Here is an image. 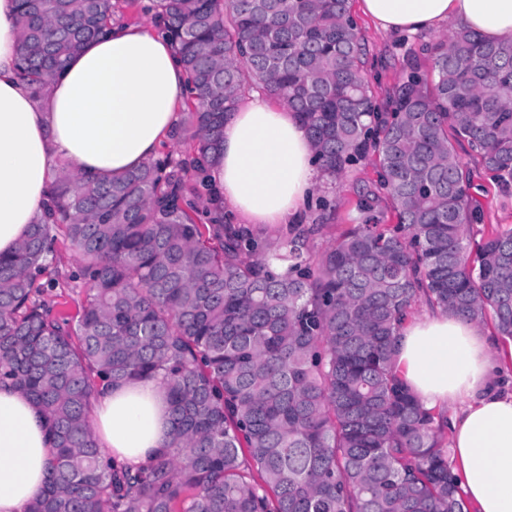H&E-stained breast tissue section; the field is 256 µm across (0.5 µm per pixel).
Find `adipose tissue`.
<instances>
[{
  "label": "adipose tissue",
  "mask_w": 512,
  "mask_h": 512,
  "mask_svg": "<svg viewBox=\"0 0 512 512\" xmlns=\"http://www.w3.org/2000/svg\"><path fill=\"white\" fill-rule=\"evenodd\" d=\"M382 30L466 25L486 41L512 39V0H359ZM17 0H0V254L12 253L49 203L55 176L118 179L156 158L177 125L186 75L157 22L113 25L72 56L42 96L17 74ZM288 106L260 97L224 123L210 169L214 197L236 224H304L327 176ZM395 367L425 408L450 409L451 458L476 512H512V391L495 344L441 311L404 325ZM107 458L146 463L165 448L169 409L160 380L120 384L95 403ZM44 420L32 400L0 385V512H25L47 478Z\"/></svg>",
  "instance_id": "ef3b65f1"
}]
</instances>
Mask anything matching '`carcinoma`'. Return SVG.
<instances>
[{
    "mask_svg": "<svg viewBox=\"0 0 512 512\" xmlns=\"http://www.w3.org/2000/svg\"><path fill=\"white\" fill-rule=\"evenodd\" d=\"M140 2L17 0L19 78L42 95ZM152 2L189 79L179 157L118 180L60 171L53 207L0 255V383L33 400L50 443L28 512H468L448 427L399 379L394 340L425 304L512 341V227L471 243L483 217L456 151L512 183V40L459 26L426 45L432 74L408 63L381 102L351 0ZM247 81L298 115L329 183L378 158L362 222L318 252L336 218L325 194L309 224L200 206ZM58 226L89 284L75 325L41 299ZM151 378L166 448L103 466L99 388Z\"/></svg>",
    "mask_w": 512,
    "mask_h": 512,
    "instance_id": "obj_1",
    "label": "carcinoma"
}]
</instances>
